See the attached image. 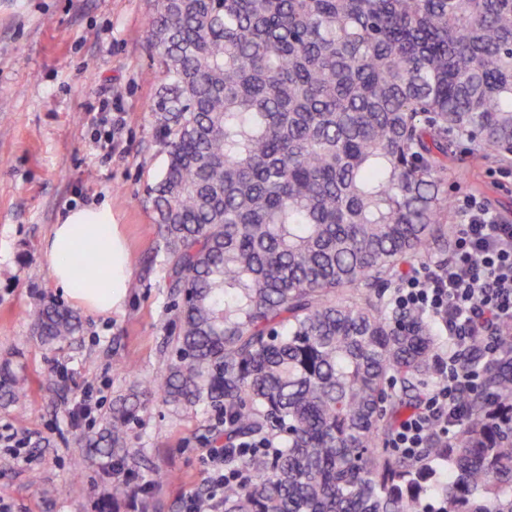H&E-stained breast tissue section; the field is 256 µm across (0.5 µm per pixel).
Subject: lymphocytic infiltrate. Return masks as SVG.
<instances>
[{
	"label": "lymphocytic infiltrate",
	"mask_w": 512,
	"mask_h": 512,
	"mask_svg": "<svg viewBox=\"0 0 512 512\" xmlns=\"http://www.w3.org/2000/svg\"><path fill=\"white\" fill-rule=\"evenodd\" d=\"M457 210L460 230L448 261L419 266L395 292L402 306L444 317L455 345L484 335L488 325L512 320V224L473 196L463 198ZM478 387L474 368L446 357L422 406L394 429L392 447L414 452L433 429L462 420L467 413L462 393Z\"/></svg>",
	"instance_id": "obj_1"
}]
</instances>
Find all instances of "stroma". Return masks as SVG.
I'll return each mask as SVG.
<instances>
[{"instance_id":"stroma-1","label":"stroma","mask_w":512,"mask_h":512,"mask_svg":"<svg viewBox=\"0 0 512 512\" xmlns=\"http://www.w3.org/2000/svg\"><path fill=\"white\" fill-rule=\"evenodd\" d=\"M155 0H0V364L21 368L22 399L0 402V433L30 462L0 452V499L12 512H112V485L78 448L112 400L133 380L163 368L176 334L163 242L146 187L165 155L155 121L157 62L146 44ZM123 122L109 136L106 97ZM448 194L475 196L512 223V171L459 147L448 160ZM108 202L124 234L133 282L125 308L104 318L84 313V329L44 346L32 326L36 307L60 299L44 241L67 207ZM60 374L62 399L45 389ZM215 412L172 415L161 402L131 433L150 465L180 473L154 489L161 512H181L202 484L205 438ZM87 492L76 498L73 482Z\"/></svg>"}]
</instances>
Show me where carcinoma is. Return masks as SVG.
Returning a JSON list of instances; mask_svg holds the SVG:
<instances>
[{
    "label": "carcinoma",
    "mask_w": 512,
    "mask_h": 512,
    "mask_svg": "<svg viewBox=\"0 0 512 512\" xmlns=\"http://www.w3.org/2000/svg\"><path fill=\"white\" fill-rule=\"evenodd\" d=\"M154 112L166 154L149 188L177 336L77 439L112 459V512H157L132 426L153 400L211 409L224 481L199 512H512V343L459 344L483 393L450 440L405 454L391 432L438 380L444 318L394 288L452 235L449 150L512 163V0H157ZM48 300L41 342L77 335ZM25 380L0 365V400Z\"/></svg>",
    "instance_id": "carcinoma-1"
}]
</instances>
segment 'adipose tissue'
Wrapping results in <instances>:
<instances>
[{"label":"adipose tissue","instance_id":"ef3b65f1","mask_svg":"<svg viewBox=\"0 0 512 512\" xmlns=\"http://www.w3.org/2000/svg\"><path fill=\"white\" fill-rule=\"evenodd\" d=\"M44 252L50 276L67 299L102 315L122 310L132 269L108 203L72 207L60 214L45 240ZM82 255L98 261L101 272L96 279L76 275L75 262Z\"/></svg>","mask_w":512,"mask_h":512}]
</instances>
